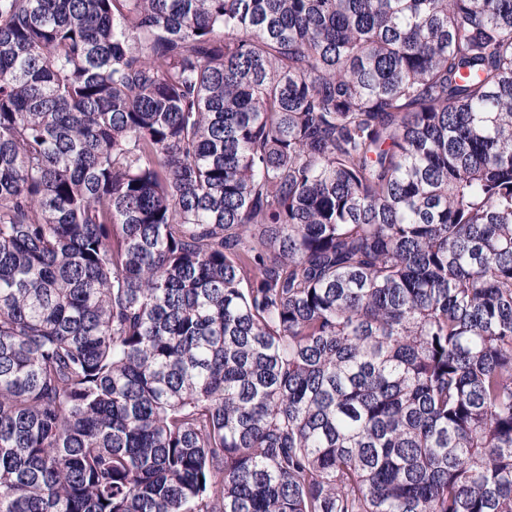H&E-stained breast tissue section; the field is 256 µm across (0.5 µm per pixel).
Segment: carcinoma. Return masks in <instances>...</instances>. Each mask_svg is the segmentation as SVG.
Segmentation results:
<instances>
[{"mask_svg":"<svg viewBox=\"0 0 512 512\" xmlns=\"http://www.w3.org/2000/svg\"><path fill=\"white\" fill-rule=\"evenodd\" d=\"M0 512H512V0H0Z\"/></svg>","mask_w":512,"mask_h":512,"instance_id":"carcinoma-1","label":"carcinoma"}]
</instances>
